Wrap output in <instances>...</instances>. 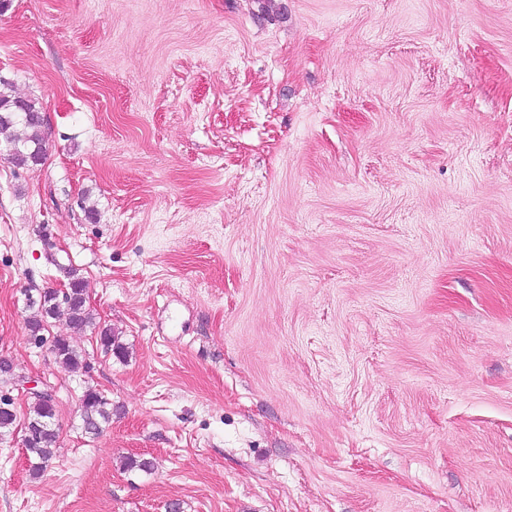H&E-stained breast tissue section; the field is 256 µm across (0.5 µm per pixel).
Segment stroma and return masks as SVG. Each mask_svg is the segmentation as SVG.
<instances>
[{
  "mask_svg": "<svg viewBox=\"0 0 512 512\" xmlns=\"http://www.w3.org/2000/svg\"><path fill=\"white\" fill-rule=\"evenodd\" d=\"M0 80V512H512V0H6ZM22 129L21 134L16 130ZM0 138L5 155L16 167L40 164L46 155L44 118L34 99L7 94L0 90ZM10 155V156H9ZM68 276L69 296L65 301H59L56 290H46L39 294L36 301L27 303L31 309L36 308L35 316L29 320L28 327L32 334L40 333L48 319L64 317L69 325L83 331L86 327L94 325L93 314L86 306L85 285L82 278L73 269L66 271ZM53 346L57 358L70 370H78L83 365L80 352L67 338L55 337ZM82 425L86 434L98 435L103 424L112 421V404L99 392L88 389L81 403ZM28 423L35 430L33 440L27 445L26 452L29 460V471L39 476L55 458V448L58 442V428L55 423L56 409L54 399L40 394H32Z\"/></svg>",
  "mask_w": 512,
  "mask_h": 512,
  "instance_id": "obj_1",
  "label": "stroma"
}]
</instances>
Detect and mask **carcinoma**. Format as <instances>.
<instances>
[{"label":"carcinoma","mask_w":512,"mask_h":512,"mask_svg":"<svg viewBox=\"0 0 512 512\" xmlns=\"http://www.w3.org/2000/svg\"><path fill=\"white\" fill-rule=\"evenodd\" d=\"M0 138L8 150L11 161L17 167L40 164L46 155L44 118L41 108L34 99H26L7 94L0 90ZM69 296L60 301L54 290L39 294L28 307L36 310L29 320V331L37 334L44 329L50 319L65 318L69 325L82 331L93 325L94 317L86 306L85 285L73 269L66 271ZM100 343L105 352L117 357L124 355L123 346L112 334V329L104 327L100 331ZM55 355L62 364L71 370L83 365L78 349L65 337L53 340ZM33 403L28 416V426L35 430L33 440L27 445L29 471L39 476L55 458L58 442V428L55 423V401L40 395H32ZM82 425L85 433L97 435L103 425L112 421V403L99 392L89 389L81 403Z\"/></svg>","instance_id":"1"}]
</instances>
